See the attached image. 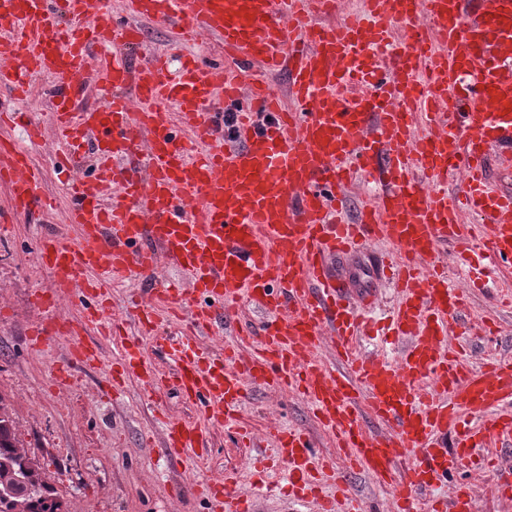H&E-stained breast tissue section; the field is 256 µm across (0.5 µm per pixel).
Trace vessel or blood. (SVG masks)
I'll list each match as a JSON object with an SVG mask.
<instances>
[{"mask_svg": "<svg viewBox=\"0 0 512 512\" xmlns=\"http://www.w3.org/2000/svg\"><path fill=\"white\" fill-rule=\"evenodd\" d=\"M116 21L100 0H0V87L27 92L30 73L77 74L95 62L97 105L78 108L84 87L52 93L56 165L70 173L69 221L76 239L41 237V266L57 290L92 298L79 319L52 300L34 335L90 329L119 344L113 384L138 381L153 393L174 383L206 422L161 416L163 450L175 463L202 462L211 429L235 427L251 386L302 397L343 449L348 469L392 486L396 512L489 443L512 446V360L475 368L449 338L463 294L423 270L440 243L464 241V211L481 218L491 262H512V192L491 190L490 149L512 144V0H125ZM218 38L239 64L289 74L288 99L265 81L241 86L220 69L186 59L166 80L164 56L133 62L138 20ZM404 39H396L395 29ZM232 109L234 136L216 98ZM428 135L417 136L418 127ZM97 158L78 174L82 149ZM378 187L355 222L338 219L354 175ZM463 175L459 193L448 179ZM0 181L15 212L53 206L27 151L0 139ZM400 253L393 271L398 361L357 351L374 290L350 287L333 262L367 239ZM181 268L190 293L154 281L158 260ZM151 281L171 310H190L191 336L168 340L170 374L151 365L143 339L124 336L109 316L112 285L129 274ZM263 312L239 324L241 305ZM235 322L220 359L195 343L214 323ZM331 347L335 368L320 358ZM73 367L100 362L97 347L74 340ZM272 453L308 491L322 471L306 432L281 433ZM339 502L320 512H365L345 472L330 475ZM212 512H253L228 486L207 485Z\"/></svg>", "mask_w": 512, "mask_h": 512, "instance_id": "vessel-or-blood-1", "label": "vessel or blood"}]
</instances>
